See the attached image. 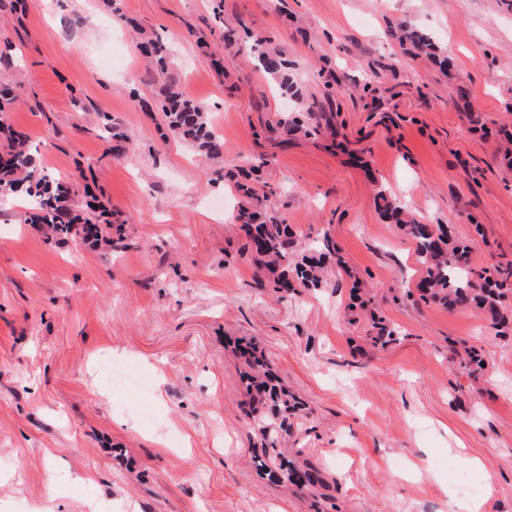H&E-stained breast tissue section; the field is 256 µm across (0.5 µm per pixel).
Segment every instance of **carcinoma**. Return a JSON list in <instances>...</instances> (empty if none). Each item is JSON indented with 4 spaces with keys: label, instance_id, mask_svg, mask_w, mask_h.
<instances>
[{
    "label": "carcinoma",
    "instance_id": "carcinoma-1",
    "mask_svg": "<svg viewBox=\"0 0 512 512\" xmlns=\"http://www.w3.org/2000/svg\"><path fill=\"white\" fill-rule=\"evenodd\" d=\"M396 41L410 44L414 53L431 59L441 68L449 67L448 58L440 55L437 47L426 35L408 30L402 25L392 34ZM143 51L156 69L164 74L167 69L169 49L158 39H149L142 45ZM256 66L270 76L285 96L296 94L293 81L288 75V59L284 51L264 39H257L251 46ZM157 96L166 126L189 140L207 159L224 157V138L210 125L204 109L187 97L175 79L169 77L158 88ZM13 102L11 90L0 87V132L7 145L0 152V203L13 197H22L28 209L25 221L38 226L46 238L82 237L95 245L112 242L110 223L100 221L102 215L90 216L86 210L96 208L95 196L88 192L89 200L82 210L69 204L74 182L63 181L44 169L28 147V138L5 123L9 105ZM334 96L331 85H326L323 98L315 99L306 107L309 116L315 119L312 132L320 130L322 123H330ZM259 170L256 165L241 170L239 176L230 179L237 195L242 197L235 220L247 228V234L255 252L267 258V270L273 278L275 288L288 289L299 283L306 288H317L322 281V269L327 260L336 253L331 237L325 235L312 243V250L301 256L293 267H288V255L294 245L289 225L264 213L267 193L256 185L253 178ZM382 211L404 226L415 240L416 252L426 268V288L423 292L433 299L443 300L455 307L475 306L496 314L502 293L499 283L488 276L477 285L466 266L467 248L451 242L448 229L433 224H422L403 219V210L384 191L378 192ZM247 391L256 392L270 407V412L254 419V428L263 441L275 446L280 431L292 418L301 417V407L295 399L274 383L265 371L251 377Z\"/></svg>",
    "mask_w": 512,
    "mask_h": 512
}]
</instances>
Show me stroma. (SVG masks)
I'll list each match as a JSON object with an SVG mask.
<instances>
[{"mask_svg": "<svg viewBox=\"0 0 512 512\" xmlns=\"http://www.w3.org/2000/svg\"><path fill=\"white\" fill-rule=\"evenodd\" d=\"M224 4L216 20V2ZM0 0V85L9 122L53 175L82 172L122 241L48 240L0 206V512H512V331L477 308L424 298L416 244L374 196L469 246V266H512V12L501 0ZM428 35L443 70L396 46ZM247 25L233 47L224 28ZM169 50L148 71L140 30ZM285 50L300 96L258 70L253 37ZM344 83L332 127L288 141L265 123L305 122L329 72ZM171 76L224 137L216 165L163 125ZM482 116L484 128L469 115ZM265 160V206L296 238L331 235L318 288L277 293L218 180ZM399 330L372 344L352 309ZM478 351L474 371L456 348ZM264 357L306 408L278 447L320 481L295 492L258 469L245 391ZM132 376L107 387L97 363ZM480 468L469 469L465 458ZM473 493H462L459 472Z\"/></svg>", "mask_w": 512, "mask_h": 512, "instance_id": "35a3bbf8", "label": "stroma"}]
</instances>
